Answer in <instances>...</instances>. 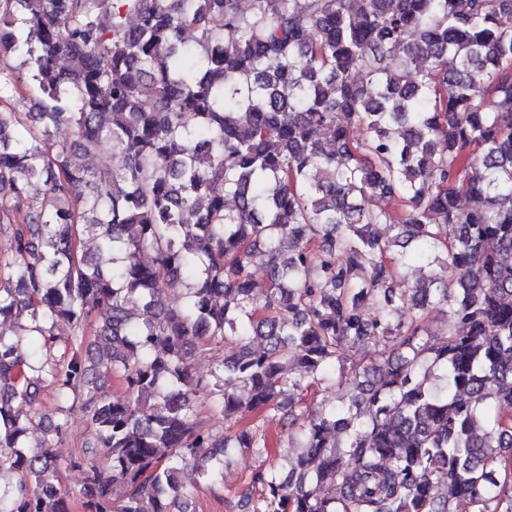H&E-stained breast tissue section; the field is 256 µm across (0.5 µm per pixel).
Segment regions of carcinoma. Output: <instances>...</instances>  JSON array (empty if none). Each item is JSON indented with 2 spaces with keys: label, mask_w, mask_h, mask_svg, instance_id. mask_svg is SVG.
<instances>
[{
  "label": "carcinoma",
  "mask_w": 512,
  "mask_h": 512,
  "mask_svg": "<svg viewBox=\"0 0 512 512\" xmlns=\"http://www.w3.org/2000/svg\"><path fill=\"white\" fill-rule=\"evenodd\" d=\"M18 57L35 112L7 109ZM105 147L119 170L79 162ZM0 233V324L30 319L0 330V512H69L29 450L68 421L15 408L41 380L104 449L68 462L86 512H186L177 463L216 486L238 448L249 512H512V0H0ZM362 343L381 358L347 361ZM201 394L238 426L202 428ZM213 347L196 350L191 358V368L194 375L206 376L214 368L216 360L224 357V347Z\"/></svg>",
  "instance_id": "obj_1"
}]
</instances>
